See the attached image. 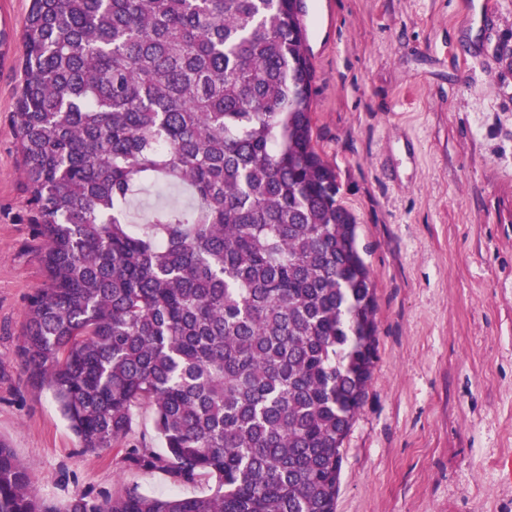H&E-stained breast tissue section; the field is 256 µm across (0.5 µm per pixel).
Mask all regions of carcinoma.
<instances>
[{
	"label": "carcinoma",
	"mask_w": 512,
	"mask_h": 512,
	"mask_svg": "<svg viewBox=\"0 0 512 512\" xmlns=\"http://www.w3.org/2000/svg\"><path fill=\"white\" fill-rule=\"evenodd\" d=\"M294 0H31L16 136L46 281L19 357L87 450L134 409L207 493L32 492L0 440V512H336L375 366V284L313 144ZM191 202L131 217L138 190Z\"/></svg>",
	"instance_id": "carcinoma-1"
}]
</instances>
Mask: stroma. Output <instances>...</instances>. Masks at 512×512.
Returning <instances> with one entry per match:
<instances>
[{
    "mask_svg": "<svg viewBox=\"0 0 512 512\" xmlns=\"http://www.w3.org/2000/svg\"><path fill=\"white\" fill-rule=\"evenodd\" d=\"M306 0L313 140L358 219L378 359L344 441L336 512H512V0ZM30 0H0V439L35 494L207 492L82 449L18 356L45 280L14 115Z\"/></svg>",
    "mask_w": 512,
    "mask_h": 512,
    "instance_id": "1",
    "label": "stroma"
}]
</instances>
